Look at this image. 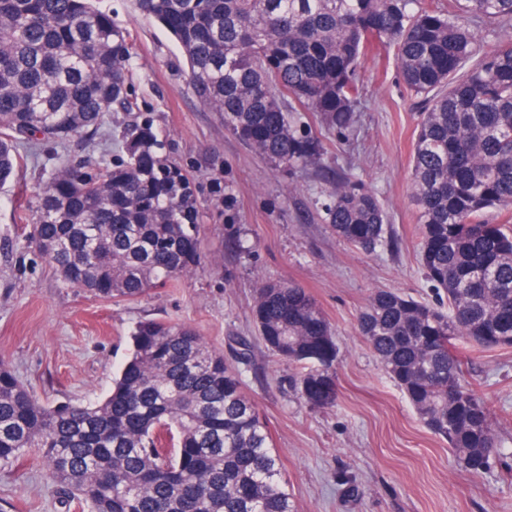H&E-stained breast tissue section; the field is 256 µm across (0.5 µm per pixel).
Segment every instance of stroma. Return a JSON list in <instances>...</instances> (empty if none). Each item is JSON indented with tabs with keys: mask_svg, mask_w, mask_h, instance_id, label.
<instances>
[{
	"mask_svg": "<svg viewBox=\"0 0 512 512\" xmlns=\"http://www.w3.org/2000/svg\"><path fill=\"white\" fill-rule=\"evenodd\" d=\"M133 45V113L167 137L166 152L194 178L204 262L138 300L96 299L66 285L26 240L34 200L59 160L107 164L130 114L108 113L91 141L39 143L23 151L0 187V359L44 403L103 398L141 321L185 322L239 370L266 422L296 512H512V457L472 475L456 469L446 441L419 420L360 336L371 294L392 289L423 302L436 293L418 263L419 224L410 198L411 149L421 103L405 87L395 51L361 68L353 132H322L318 166L275 167L224 127L196 96L179 45L136 0H97ZM354 173L383 204L397 249L364 254L336 236L325 215L336 176ZM265 282L305 288L331 323L339 353L338 400L315 408L298 393V366L270 353L253 321ZM467 380L489 404L512 448V349L473 353ZM0 512H64L34 454L0 471Z\"/></svg>",
	"mask_w": 512,
	"mask_h": 512,
	"instance_id": "1",
	"label": "stroma"
}]
</instances>
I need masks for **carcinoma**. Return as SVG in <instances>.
<instances>
[{
	"mask_svg": "<svg viewBox=\"0 0 512 512\" xmlns=\"http://www.w3.org/2000/svg\"><path fill=\"white\" fill-rule=\"evenodd\" d=\"M179 43L197 97L275 166L319 164L323 141L300 113L353 131L360 68L391 46L422 98L411 198L419 262L437 301L372 293L358 330L456 467L480 474L505 455L487 403L465 383L472 351L512 348V0H137ZM127 34L93 0H0V186L37 141L91 137L128 100ZM471 66H466V63ZM126 160L61 162L36 196L28 242L69 285L134 300L202 264L193 181L150 119L119 139ZM336 236L389 245L377 195L352 175L331 187ZM281 360L306 367L302 398H337V347L314 297L265 283L253 308ZM64 507L80 512H295L267 424L239 373L185 323L140 322L109 394L51 407L0 359V470L31 449Z\"/></svg>",
	"mask_w": 512,
	"mask_h": 512,
	"instance_id": "1",
	"label": "carcinoma"
}]
</instances>
